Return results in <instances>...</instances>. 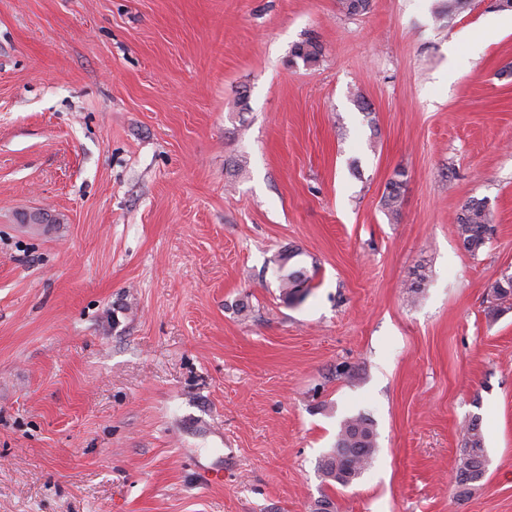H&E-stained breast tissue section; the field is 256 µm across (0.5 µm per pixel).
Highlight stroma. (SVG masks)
<instances>
[{"label":"stroma","instance_id":"1","mask_svg":"<svg viewBox=\"0 0 512 512\" xmlns=\"http://www.w3.org/2000/svg\"><path fill=\"white\" fill-rule=\"evenodd\" d=\"M510 275L495 0H0V512H512ZM457 233L465 249L476 253L485 245L489 234L490 212L482 200L472 199L462 208L456 218ZM301 252L288 248L278 255L277 270L279 288L282 296L289 303H295L294 298L299 291H303L304 299L309 293L312 276L308 269L296 260ZM372 421L358 415L346 419L336 435L333 448L319 461V469L325 479L341 486L356 480L372 459L376 444ZM462 442L456 468V480L459 486L464 487L461 494H465L468 492L469 486L485 475L488 466L483 433L476 419L466 425ZM482 465L485 467L484 475H482Z\"/></svg>","mask_w":512,"mask_h":512}]
</instances>
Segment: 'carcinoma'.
<instances>
[{"mask_svg": "<svg viewBox=\"0 0 512 512\" xmlns=\"http://www.w3.org/2000/svg\"><path fill=\"white\" fill-rule=\"evenodd\" d=\"M321 48L308 38L295 45L292 57L305 63L318 59ZM402 183L392 180L388 183L383 196V205L390 215L396 217L400 212ZM457 233L465 249L471 253L479 251L485 245L489 234L490 212L482 200L472 199L462 208L456 218ZM296 249L288 248L278 255L277 270L279 288L284 299L292 304L298 292L308 295L312 276L301 265ZM376 433L372 421L358 415L345 420L336 435L333 448L319 461V469L325 479L341 486H348L365 469L375 453ZM488 465L484 437L476 420L468 423L464 429L461 454L456 468L457 484L467 488L482 478L481 467Z\"/></svg>", "mask_w": 512, "mask_h": 512, "instance_id": "carcinoma-1", "label": "carcinoma"}]
</instances>
